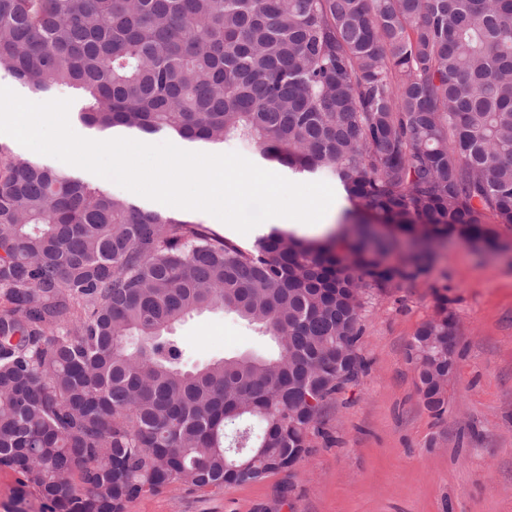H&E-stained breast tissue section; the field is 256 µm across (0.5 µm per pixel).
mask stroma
Instances as JSON below:
<instances>
[{
  "instance_id": "1",
  "label": "stroma",
  "mask_w": 512,
  "mask_h": 512,
  "mask_svg": "<svg viewBox=\"0 0 512 512\" xmlns=\"http://www.w3.org/2000/svg\"><path fill=\"white\" fill-rule=\"evenodd\" d=\"M0 86L33 102L70 100L72 129L102 139L80 121L76 91L36 93L3 72ZM0 145L141 208L163 209L9 135L0 134ZM495 231L506 251L451 238L434 249L416 280L366 292L360 347L366 369L325 404L323 432L312 435L298 470L203 491L175 483L129 503L127 512H512V226ZM443 296L460 335L448 410L438 417L421 401L407 350ZM168 334L183 347L189 369L267 349L251 326L221 309L186 317ZM0 512L50 508L17 473L0 467Z\"/></svg>"
}]
</instances>
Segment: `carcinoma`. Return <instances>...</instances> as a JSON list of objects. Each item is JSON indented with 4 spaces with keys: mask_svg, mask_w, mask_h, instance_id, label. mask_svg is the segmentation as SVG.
Wrapping results in <instances>:
<instances>
[{
    "mask_svg": "<svg viewBox=\"0 0 512 512\" xmlns=\"http://www.w3.org/2000/svg\"><path fill=\"white\" fill-rule=\"evenodd\" d=\"M0 72L75 89L79 119L332 176L355 220L243 247L0 150V467L52 512H126L278 472L363 362L368 288L422 270L365 244L512 226V0H0ZM221 306L274 344L195 370L163 335ZM424 406L455 368L448 298L417 329Z\"/></svg>",
    "mask_w": 512,
    "mask_h": 512,
    "instance_id": "cac0c4a2",
    "label": "carcinoma"
}]
</instances>
